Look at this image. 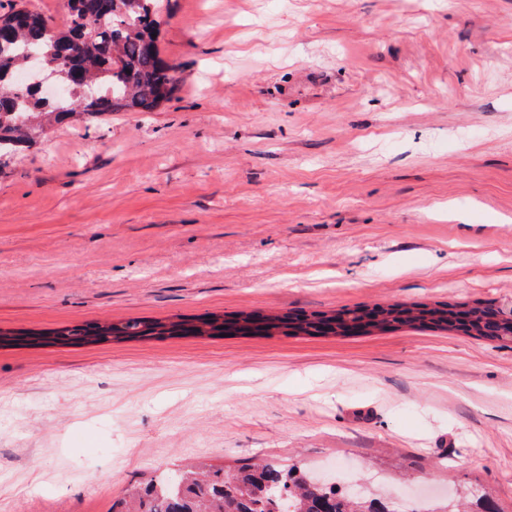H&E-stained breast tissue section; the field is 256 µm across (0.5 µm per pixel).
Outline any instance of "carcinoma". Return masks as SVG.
Returning <instances> with one entry per match:
<instances>
[{"mask_svg":"<svg viewBox=\"0 0 512 512\" xmlns=\"http://www.w3.org/2000/svg\"><path fill=\"white\" fill-rule=\"evenodd\" d=\"M67 23L54 22L24 7L0 16V156L18 153L42 132L74 114L88 119L114 112H150L175 91V67L160 56L156 39L155 0H68ZM40 56L47 72L61 71L66 96L48 101L36 90L14 83ZM491 304L409 308L340 309L332 312L338 328L384 331L419 323L456 329L489 340L512 341V324L494 320ZM323 314L300 313L263 319L251 314L233 318L207 314L175 321L128 319L74 325L41 334L46 344L82 345L94 337L144 339L153 336H322ZM288 490L287 512H315L314 504L330 500L325 512H368L367 501L327 489L315 476L273 461L245 462L219 468L190 462L178 473L160 472L112 502V512H282L279 496Z\"/></svg>","mask_w":512,"mask_h":512,"instance_id":"carcinoma-1","label":"carcinoma"}]
</instances>
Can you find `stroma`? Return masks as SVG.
Returning a JSON list of instances; mask_svg holds the SVG:
<instances>
[{
  "label": "stroma",
  "mask_w": 512,
  "mask_h": 512,
  "mask_svg": "<svg viewBox=\"0 0 512 512\" xmlns=\"http://www.w3.org/2000/svg\"><path fill=\"white\" fill-rule=\"evenodd\" d=\"M177 88L0 158V329L512 300V0H157ZM255 458L512 512V342L0 347V512Z\"/></svg>",
  "instance_id": "stroma-1"
}]
</instances>
